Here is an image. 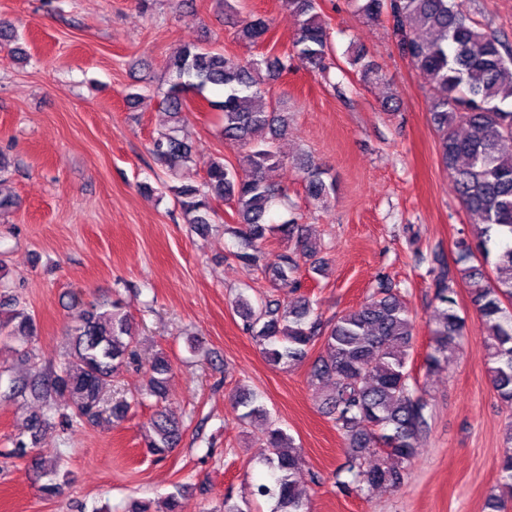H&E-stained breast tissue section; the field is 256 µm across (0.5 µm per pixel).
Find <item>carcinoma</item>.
Returning <instances> with one entry per match:
<instances>
[{
  "label": "carcinoma",
  "instance_id": "carcinoma-1",
  "mask_svg": "<svg viewBox=\"0 0 512 512\" xmlns=\"http://www.w3.org/2000/svg\"><path fill=\"white\" fill-rule=\"evenodd\" d=\"M298 19V29L287 56L235 60L220 48L189 43L165 63L167 89L162 109L172 124L153 139L154 164L179 180L171 187L180 209L194 230L205 232L215 223V201L231 203L235 224L224 231L237 239L235 258L259 270L275 288H300L299 259L323 268L321 243L304 234L293 217L275 225L269 219L272 204L286 198L270 182L267 172L284 158L277 141L288 131L292 114L284 99H266L270 80L298 64L321 73L328 69L331 47L326 22L317 0H283ZM356 12L369 22H387L402 57L431 84L430 115L438 135L442 166L455 191L473 217L471 232H459L453 265L436 255L432 269L434 310L430 352L425 369L431 373L448 364L465 320L458 312L454 285L468 287L470 302L485 328L488 376L494 392L512 404V46L495 31L471 19L464 0H354ZM268 22L253 17L237 29L243 42L263 41ZM349 64L361 78L373 82L379 67L363 50L351 52ZM211 88L221 100H207L223 114L224 140L237 146L236 164L215 156L204 163V175L189 174L195 144L185 130L186 95ZM304 174L307 196L325 203L336 193V179L308 157L296 160ZM284 245L273 256L266 249L268 235ZM235 308L246 332L269 363L287 368L305 359L316 340H324L326 355L312 365V376L332 382L324 399L325 413L350 449L347 472L351 481L336 480L344 490L369 491L398 487L429 431L430 403L407 369L413 339V321L398 289L380 283L357 308L323 320L310 298L280 303L252 302L241 294ZM72 352L58 367L33 368L13 379V389L39 391L46 401L68 400L59 417L94 422L106 410L120 422L131 403L121 399L104 407V385L119 374L135 354L133 323L119 299L91 305L77 316ZM34 317L18 296L0 293V335L13 341L36 335ZM172 371L168 356H157L146 384V394H165ZM239 404L243 418L267 419L260 398L245 393ZM182 424L162 411L150 419L146 446L158 457L180 442ZM263 465L268 478L249 486L250 500L274 501L271 512H307L305 497L293 476L304 463L301 448L278 427L266 431ZM500 492L486 500L489 512H505L512 505V422L506 425L499 458ZM43 494L57 495L64 475L53 466L46 473Z\"/></svg>",
  "mask_w": 512,
  "mask_h": 512
}]
</instances>
